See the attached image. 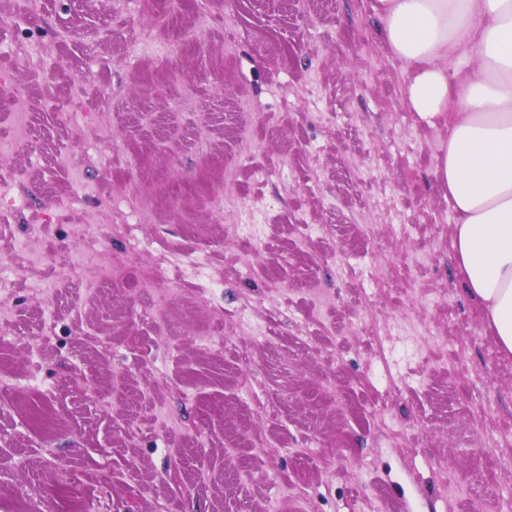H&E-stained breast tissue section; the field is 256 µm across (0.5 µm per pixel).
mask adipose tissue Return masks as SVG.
Listing matches in <instances>:
<instances>
[{
    "label": "adipose tissue",
    "instance_id": "obj_1",
    "mask_svg": "<svg viewBox=\"0 0 512 512\" xmlns=\"http://www.w3.org/2000/svg\"><path fill=\"white\" fill-rule=\"evenodd\" d=\"M374 12L408 108L448 130L435 176L463 292L512 353V0H377Z\"/></svg>",
    "mask_w": 512,
    "mask_h": 512
}]
</instances>
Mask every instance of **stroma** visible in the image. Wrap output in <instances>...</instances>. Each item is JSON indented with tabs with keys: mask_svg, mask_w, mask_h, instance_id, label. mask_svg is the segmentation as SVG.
<instances>
[{
	"mask_svg": "<svg viewBox=\"0 0 512 512\" xmlns=\"http://www.w3.org/2000/svg\"><path fill=\"white\" fill-rule=\"evenodd\" d=\"M375 2L0 0V512H512V356ZM128 224L220 287L101 284ZM181 257L180 261L190 272L192 277L198 281L205 282L208 288H213L218 283L210 269L199 259L197 255L187 253H174Z\"/></svg>",
	"mask_w": 512,
	"mask_h": 512,
	"instance_id": "1",
	"label": "stroma"
}]
</instances>
